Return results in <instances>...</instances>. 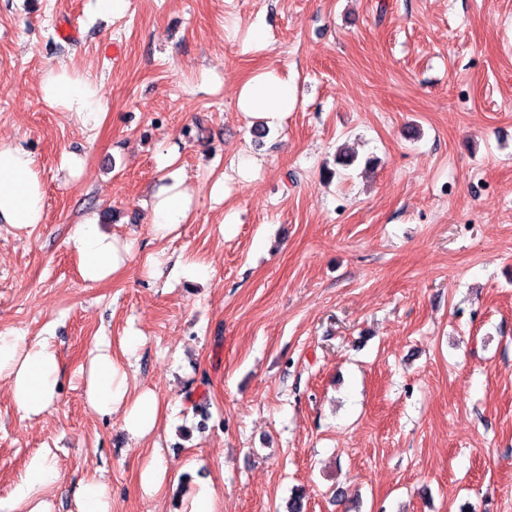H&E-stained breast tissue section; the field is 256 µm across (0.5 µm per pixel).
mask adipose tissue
Wrapping results in <instances>:
<instances>
[{
    "label": "adipose tissue",
    "instance_id": "ef3b65f1",
    "mask_svg": "<svg viewBox=\"0 0 512 512\" xmlns=\"http://www.w3.org/2000/svg\"><path fill=\"white\" fill-rule=\"evenodd\" d=\"M43 98L51 105L82 115L84 122L98 123L104 112L95 80L66 69H49L41 82ZM295 105L292 88L274 71L246 79L238 92V108L274 126ZM191 196L173 184L152 208V232L156 240L174 233L190 215ZM43 215L42 181L35 160L24 147L0 144V222L16 228L40 223ZM70 239L85 258L82 275L96 284L118 274L126 258L112 236L97 224L73 225ZM63 369L53 336L35 337L0 331V380L6 381L12 400L23 419L39 420L60 396ZM85 399L102 417L120 414L123 429L136 441L148 439L163 422L161 404L154 392L132 391L124 365L112 355L109 341H99L84 369ZM62 481L53 449L45 448L28 461L5 512H52L49 494Z\"/></svg>",
    "mask_w": 512,
    "mask_h": 512
}]
</instances>
